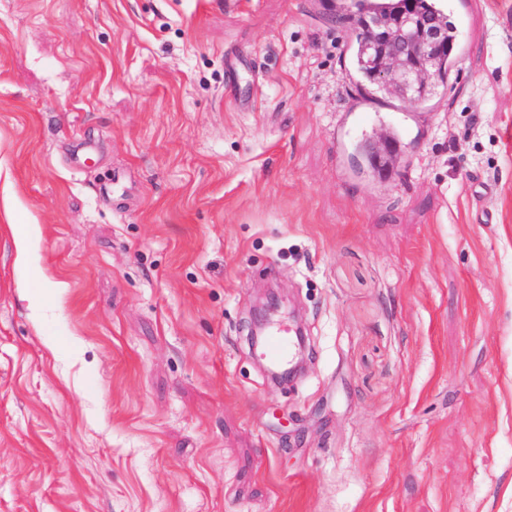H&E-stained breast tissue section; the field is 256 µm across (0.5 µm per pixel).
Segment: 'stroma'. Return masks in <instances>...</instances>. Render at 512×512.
Segmentation results:
<instances>
[{"label": "stroma", "mask_w": 512, "mask_h": 512, "mask_svg": "<svg viewBox=\"0 0 512 512\" xmlns=\"http://www.w3.org/2000/svg\"><path fill=\"white\" fill-rule=\"evenodd\" d=\"M468 2L422 104L354 0H0V512H512V0ZM6 226L13 236L19 257L27 260L30 243L39 235L38 225L23 224L18 226V224H6Z\"/></svg>", "instance_id": "35a3bbf8"}]
</instances>
